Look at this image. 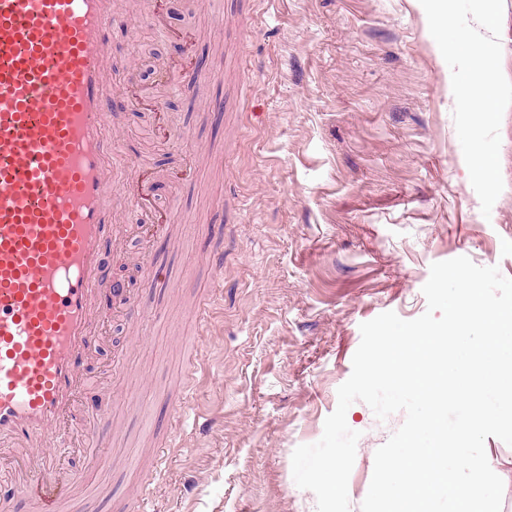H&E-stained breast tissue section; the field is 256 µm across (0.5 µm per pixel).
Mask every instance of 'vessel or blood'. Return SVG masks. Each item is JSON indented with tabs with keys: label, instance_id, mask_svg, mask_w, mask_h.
Segmentation results:
<instances>
[{
	"label": "vessel or blood",
	"instance_id": "1",
	"mask_svg": "<svg viewBox=\"0 0 512 512\" xmlns=\"http://www.w3.org/2000/svg\"><path fill=\"white\" fill-rule=\"evenodd\" d=\"M125 0H0V451L30 512H66L58 447L81 430L82 366L107 313L103 262L123 236L119 207H145L112 165L104 66Z\"/></svg>",
	"mask_w": 512,
	"mask_h": 512
}]
</instances>
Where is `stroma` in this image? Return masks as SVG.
Returning a JSON list of instances; mask_svg holds the SVG:
<instances>
[{"mask_svg":"<svg viewBox=\"0 0 512 512\" xmlns=\"http://www.w3.org/2000/svg\"><path fill=\"white\" fill-rule=\"evenodd\" d=\"M150 20L112 30L109 83L145 85L150 53L191 78L193 96L156 87L160 111L117 107L112 134L151 205L123 210L111 275L158 318L139 332L110 309L85 369L109 405L95 457L63 449L59 475L84 489L72 512H135L141 463L166 461L148 512H316L291 458L317 442L351 375L362 323L427 310L433 263L459 256L512 279V107L500 125L504 189L483 216L452 112L450 69L419 0H162ZM167 217L165 239L151 237ZM224 227L214 238L213 225ZM224 248L215 274L206 251ZM150 253L161 287L140 257ZM204 307L198 322L193 308ZM199 361L185 373L188 355ZM123 378H108L118 355ZM359 431L348 481L360 512L376 450L405 421L348 409Z\"/></svg>","mask_w":512,"mask_h":512,"instance_id":"35a3bbf8","label":"stroma"}]
</instances>
